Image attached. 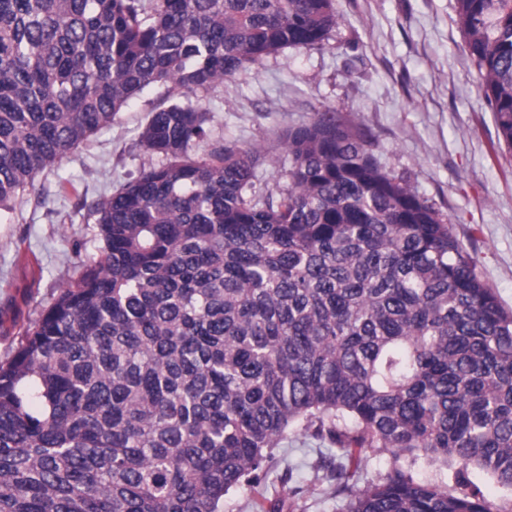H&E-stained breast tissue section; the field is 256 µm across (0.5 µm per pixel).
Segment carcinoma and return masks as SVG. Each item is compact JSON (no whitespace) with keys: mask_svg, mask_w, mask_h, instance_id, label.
Returning <instances> with one entry per match:
<instances>
[{"mask_svg":"<svg viewBox=\"0 0 512 512\" xmlns=\"http://www.w3.org/2000/svg\"><path fill=\"white\" fill-rule=\"evenodd\" d=\"M512 150V0H456ZM334 0H0V211L153 86L164 157L88 207L99 259L0 364V512H224L305 434L347 512H490L512 495V313L448 216L331 107L266 154L212 141L197 92L320 48ZM391 454L360 488L356 455ZM425 460L457 490L417 480Z\"/></svg>","mask_w":512,"mask_h":512,"instance_id":"cac0c4a2","label":"carcinoma"}]
</instances>
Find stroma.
Returning <instances> with one entry per match:
<instances>
[{"label": "stroma", "instance_id": "stroma-1", "mask_svg": "<svg viewBox=\"0 0 512 512\" xmlns=\"http://www.w3.org/2000/svg\"><path fill=\"white\" fill-rule=\"evenodd\" d=\"M335 7L341 22L324 48L286 49L204 92L213 139L259 143L276 155L283 129L322 107L364 123L376 137L375 156L447 214L478 275L512 311V152L498 144L455 0H335ZM166 101L165 88L146 89L0 214V363L17 347L16 325L37 318L96 260L88 205L161 163L139 139ZM319 447L289 436L272 449L266 480L226 496L224 512H259L284 497L288 471L302 489L297 512H344L346 496L314 468Z\"/></svg>", "mask_w": 512, "mask_h": 512}]
</instances>
